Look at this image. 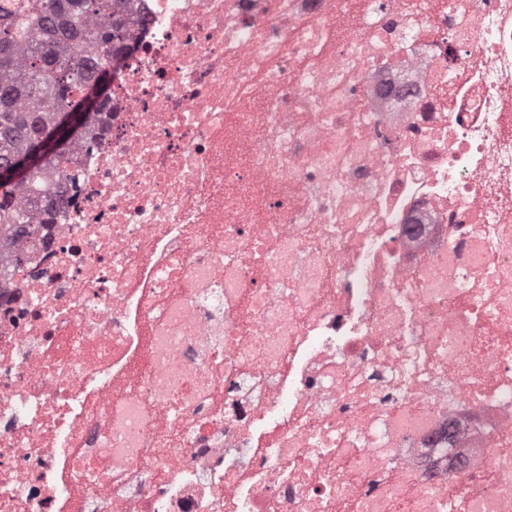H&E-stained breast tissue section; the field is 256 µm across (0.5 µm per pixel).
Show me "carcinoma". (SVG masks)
<instances>
[{
    "label": "carcinoma",
    "mask_w": 512,
    "mask_h": 512,
    "mask_svg": "<svg viewBox=\"0 0 512 512\" xmlns=\"http://www.w3.org/2000/svg\"><path fill=\"white\" fill-rule=\"evenodd\" d=\"M124 0H26L0 4V165L28 153L109 73L112 56L128 48ZM108 102L87 114L62 153L24 175L0 182V263L24 259L18 242L39 234L62 206L70 153L93 135Z\"/></svg>",
    "instance_id": "1"
}]
</instances>
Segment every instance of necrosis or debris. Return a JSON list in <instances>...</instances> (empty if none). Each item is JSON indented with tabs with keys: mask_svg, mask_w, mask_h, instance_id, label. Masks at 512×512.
Returning a JSON list of instances; mask_svg holds the SVG:
<instances>
[{
	"mask_svg": "<svg viewBox=\"0 0 512 512\" xmlns=\"http://www.w3.org/2000/svg\"><path fill=\"white\" fill-rule=\"evenodd\" d=\"M129 3L0 512H512V0Z\"/></svg>",
	"mask_w": 512,
	"mask_h": 512,
	"instance_id": "obj_1",
	"label": "necrosis or debris"
}]
</instances>
